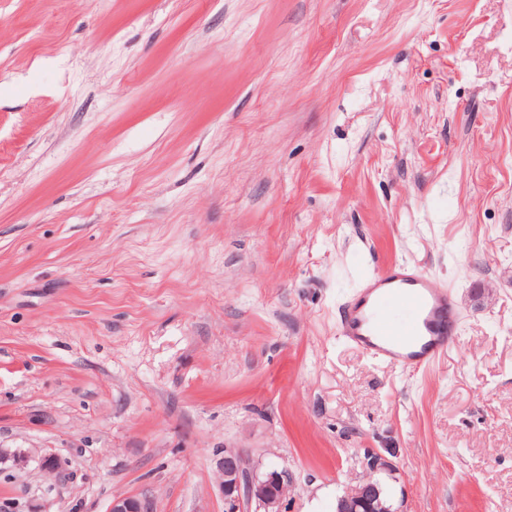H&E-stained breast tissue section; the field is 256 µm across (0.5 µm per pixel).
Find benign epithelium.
<instances>
[{
	"instance_id": "7a95c632",
	"label": "benign epithelium",
	"mask_w": 512,
	"mask_h": 512,
	"mask_svg": "<svg viewBox=\"0 0 512 512\" xmlns=\"http://www.w3.org/2000/svg\"><path fill=\"white\" fill-rule=\"evenodd\" d=\"M365 468L371 475L340 496L336 512H391L380 498V491L372 473L383 466L382 458L369 453L364 458ZM225 512H249L256 504V512H281V504L288 487V473L272 471L260 478L246 466L241 454L224 451L221 463ZM108 512H147L145 503L133 496L112 499Z\"/></svg>"
}]
</instances>
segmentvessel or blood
Segmentation results:
<instances>
[{"label": "vessel or blood", "instance_id": "obj_1", "mask_svg": "<svg viewBox=\"0 0 512 512\" xmlns=\"http://www.w3.org/2000/svg\"><path fill=\"white\" fill-rule=\"evenodd\" d=\"M458 315L448 289L436 287L402 261L364 277L361 288L341 308L337 331L371 359L418 373L456 339Z\"/></svg>", "mask_w": 512, "mask_h": 512}]
</instances>
